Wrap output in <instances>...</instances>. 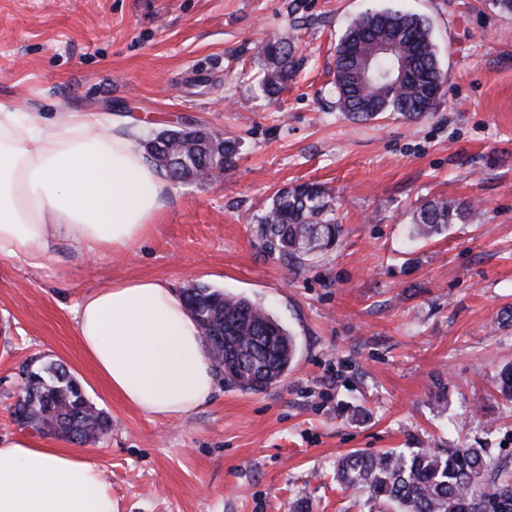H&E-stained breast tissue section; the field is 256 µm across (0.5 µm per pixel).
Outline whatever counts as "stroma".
<instances>
[{
    "label": "stroma",
    "mask_w": 512,
    "mask_h": 512,
    "mask_svg": "<svg viewBox=\"0 0 512 512\" xmlns=\"http://www.w3.org/2000/svg\"><path fill=\"white\" fill-rule=\"evenodd\" d=\"M381 8L430 26L445 82L420 119L336 107V42ZM285 34L297 71L268 96L259 49ZM0 101L143 119L151 136L187 117L238 143L232 166L175 185L131 251L55 276L0 260V439L26 434L11 410L36 357L64 363L109 416L82 452L118 512H368L336 482L352 450L480 447L512 477V404L493 386L512 364V16L492 0H0ZM302 182L332 189L342 226L305 263L266 254L253 232ZM441 196L476 217L413 236L412 211ZM145 278L266 306L297 341L288 375L243 392L216 374L210 399L176 420L124 404L85 358L72 308Z\"/></svg>",
    "instance_id": "35a3bbf8"
}]
</instances>
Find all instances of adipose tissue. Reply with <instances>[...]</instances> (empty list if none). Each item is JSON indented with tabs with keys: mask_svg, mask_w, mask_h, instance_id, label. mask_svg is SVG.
Instances as JSON below:
<instances>
[{
	"mask_svg": "<svg viewBox=\"0 0 512 512\" xmlns=\"http://www.w3.org/2000/svg\"><path fill=\"white\" fill-rule=\"evenodd\" d=\"M103 112L57 120L0 102V259L43 271L64 256L126 250L162 209L166 182ZM85 356L112 394L177 419L208 401L213 366L191 314L157 279L122 280L73 308ZM0 512H117L96 463L65 448L0 441Z\"/></svg>",
	"mask_w": 512,
	"mask_h": 512,
	"instance_id": "ef3b65f1",
	"label": "adipose tissue"
}]
</instances>
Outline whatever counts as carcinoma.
Returning <instances> with one entry per match:
<instances>
[{"label":"carcinoma","mask_w":512,"mask_h":512,"mask_svg":"<svg viewBox=\"0 0 512 512\" xmlns=\"http://www.w3.org/2000/svg\"><path fill=\"white\" fill-rule=\"evenodd\" d=\"M391 43L410 69L405 82L387 87L384 79L395 66L394 55L378 46ZM295 45L274 37L260 47L266 62L261 82L269 95L280 92L293 73ZM365 61L377 71L374 80L358 84L355 72ZM336 105L357 120L386 112L417 119L431 112V91L442 83L435 46L425 22L400 11L368 12L344 32L334 60ZM184 129L166 130L144 142L152 162L174 184L222 172L234 163L237 143L220 141L211 151L190 139ZM474 207L452 198H433L412 213L414 233L431 238L446 226L472 217ZM256 233L269 253L309 261L332 249L341 235L333 196L318 183H302L278 191L258 217ZM216 368L224 382L257 392L288 374L295 340L262 305L208 285L183 293ZM35 380L14 406L17 423L37 432L66 438L80 447L97 440L109 419L86 397L81 383L63 363L32 368ZM496 386L512 402V367L500 372ZM504 465L485 448H408L378 453L350 452L336 464V478L346 489L366 492V503L383 501L397 512H512V484L498 480Z\"/></svg>","instance_id":"obj_1"}]
</instances>
